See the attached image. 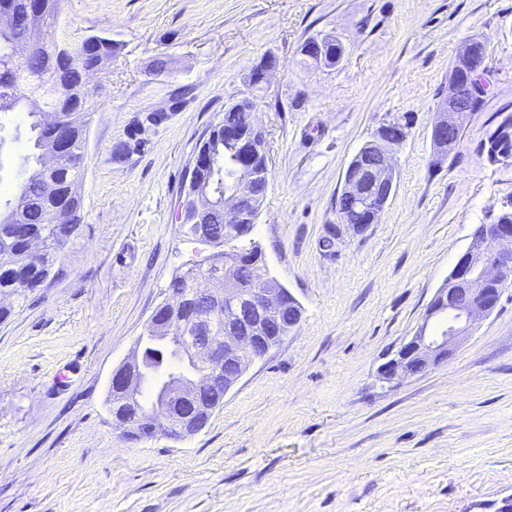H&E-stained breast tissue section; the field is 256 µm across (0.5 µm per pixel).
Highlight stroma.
<instances>
[{"mask_svg":"<svg viewBox=\"0 0 512 512\" xmlns=\"http://www.w3.org/2000/svg\"><path fill=\"white\" fill-rule=\"evenodd\" d=\"M93 34L118 50L89 119L81 231L0 322V512H495L512 495V289L448 362L394 389L378 368L512 196V167L479 152L512 112V0H63L55 40ZM326 36L344 48L332 68L300 53ZM472 38L485 105L438 166L432 119ZM244 98L270 163L251 236L302 320L203 430L133 441L108 411L112 372L177 270L209 254L177 210L203 135ZM394 119L393 196L325 248L349 161ZM26 123L0 113L4 195Z\"/></svg>","mask_w":512,"mask_h":512,"instance_id":"stroma-1","label":"stroma"}]
</instances>
